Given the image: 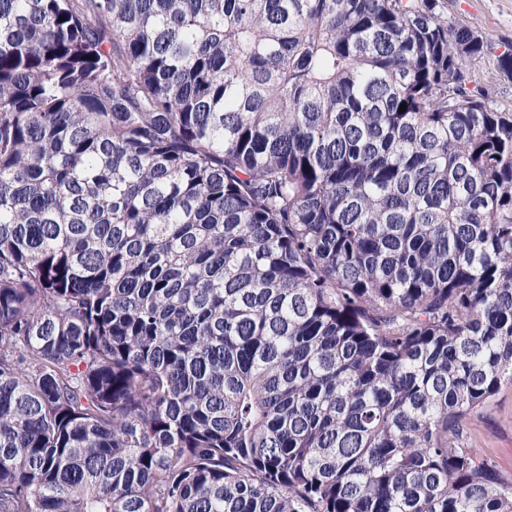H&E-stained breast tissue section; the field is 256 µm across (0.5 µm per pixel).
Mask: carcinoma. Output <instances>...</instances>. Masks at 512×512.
<instances>
[{"instance_id": "carcinoma-1", "label": "carcinoma", "mask_w": 512, "mask_h": 512, "mask_svg": "<svg viewBox=\"0 0 512 512\" xmlns=\"http://www.w3.org/2000/svg\"><path fill=\"white\" fill-rule=\"evenodd\" d=\"M486 50L438 0H0V512H512ZM473 448L512 478V385L502 386L487 409L465 421Z\"/></svg>"}]
</instances>
